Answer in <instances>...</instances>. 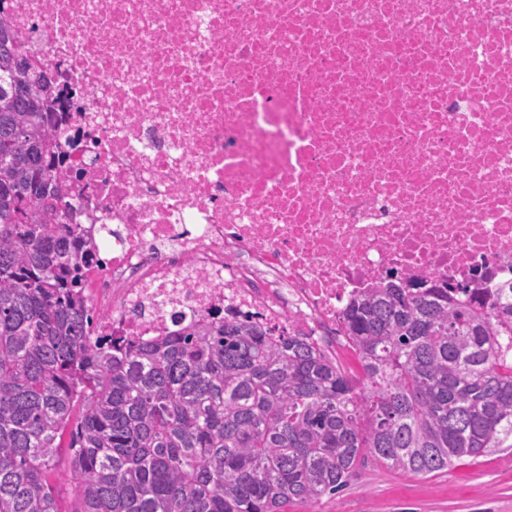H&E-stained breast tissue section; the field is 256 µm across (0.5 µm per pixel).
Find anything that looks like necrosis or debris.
Here are the masks:
<instances>
[{
  "mask_svg": "<svg viewBox=\"0 0 512 512\" xmlns=\"http://www.w3.org/2000/svg\"><path fill=\"white\" fill-rule=\"evenodd\" d=\"M58 89L91 333L329 354L394 276L512 285V0H0Z\"/></svg>",
  "mask_w": 512,
  "mask_h": 512,
  "instance_id": "necrosis-or-debris-1",
  "label": "necrosis or debris"
}]
</instances>
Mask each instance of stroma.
Listing matches in <instances>:
<instances>
[{
	"instance_id": "obj_1",
	"label": "stroma",
	"mask_w": 512,
	"mask_h": 512,
	"mask_svg": "<svg viewBox=\"0 0 512 512\" xmlns=\"http://www.w3.org/2000/svg\"><path fill=\"white\" fill-rule=\"evenodd\" d=\"M288 512H512V448L465 458L431 478L369 463L347 489Z\"/></svg>"
}]
</instances>
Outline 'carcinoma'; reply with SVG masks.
Returning a JSON list of instances; mask_svg holds the SVG:
<instances>
[{"label": "carcinoma", "mask_w": 512, "mask_h": 512, "mask_svg": "<svg viewBox=\"0 0 512 512\" xmlns=\"http://www.w3.org/2000/svg\"><path fill=\"white\" fill-rule=\"evenodd\" d=\"M42 67L0 24V512H286L361 477L512 447V287L488 309L388 279L351 302L362 377L295 336L206 322L153 343L89 334ZM58 465L49 475V481L55 486L58 494V508L62 512H70L77 508L70 472L69 448H59Z\"/></svg>", "instance_id": "cac0c4a2"}]
</instances>
